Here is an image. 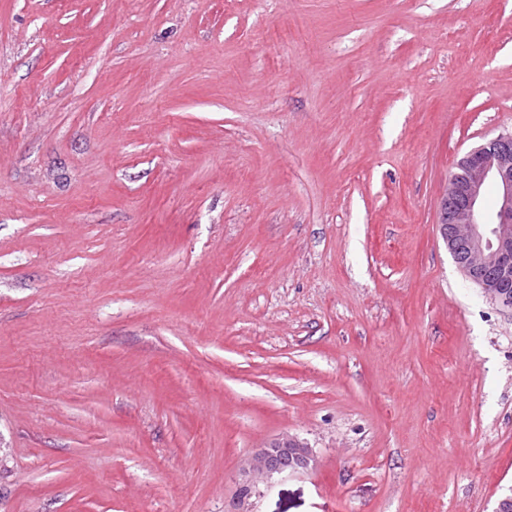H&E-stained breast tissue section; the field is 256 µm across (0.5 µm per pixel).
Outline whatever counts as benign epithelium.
<instances>
[{"instance_id": "benign-epithelium-1", "label": "benign epithelium", "mask_w": 512, "mask_h": 512, "mask_svg": "<svg viewBox=\"0 0 512 512\" xmlns=\"http://www.w3.org/2000/svg\"><path fill=\"white\" fill-rule=\"evenodd\" d=\"M467 172H453L440 199L439 224L454 262L489 300L512 310V299L495 291V279L512 278V133L486 140L466 156ZM496 189L493 210L484 206L487 186ZM293 451L295 463L284 466L283 456ZM314 454L296 435L283 436L258 449L242 465L238 484L247 495L239 512H251L259 484L308 469Z\"/></svg>"}]
</instances>
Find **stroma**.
<instances>
[{"label": "stroma", "mask_w": 512, "mask_h": 512, "mask_svg": "<svg viewBox=\"0 0 512 512\" xmlns=\"http://www.w3.org/2000/svg\"><path fill=\"white\" fill-rule=\"evenodd\" d=\"M512 0H0V512H496L512 313L438 205ZM288 451H293L296 463L284 466L281 461ZM313 459L312 448L296 435L283 436L275 440L274 443L270 442L264 448H259L244 462L239 471L238 484L246 490L247 495L243 498L237 511H252L251 499L259 492L261 482L269 484L275 477L304 471L310 467Z\"/></svg>", "instance_id": "1"}]
</instances>
